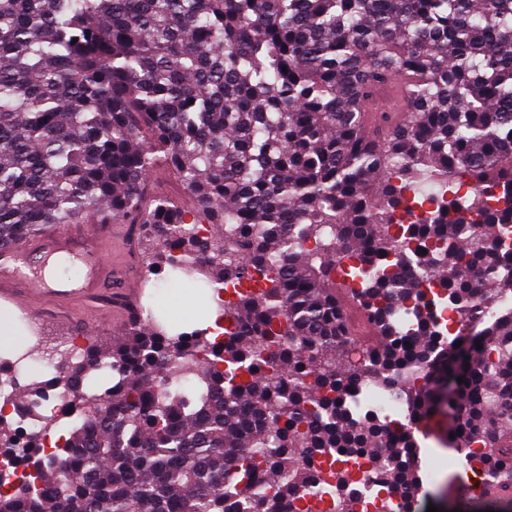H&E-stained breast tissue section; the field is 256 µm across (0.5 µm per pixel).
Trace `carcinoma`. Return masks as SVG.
<instances>
[{
	"instance_id": "cac0c4a2",
	"label": "carcinoma",
	"mask_w": 512,
	"mask_h": 512,
	"mask_svg": "<svg viewBox=\"0 0 512 512\" xmlns=\"http://www.w3.org/2000/svg\"><path fill=\"white\" fill-rule=\"evenodd\" d=\"M393 78L404 119L370 136L365 112ZM159 166L185 203L146 197ZM462 177L475 180L465 208ZM435 180L438 208L418 217L408 195ZM190 209L235 225L248 246L236 270L224 232L199 240ZM103 210L140 225L160 279L194 270L214 286L275 259L281 272L224 304L239 330L205 340L203 361L201 332L136 320L73 368L48 362L55 376L19 406L72 370L88 377L108 362L119 376L60 448L33 458L27 481L0 493V512H278L283 499L312 512L327 495L355 512L351 476L332 485L318 472L355 448L410 512L413 440H392L372 408L351 410L363 373L426 422L452 387L454 442L487 448L485 486L512 490V407L501 408L512 315L451 349L435 315L448 304L471 318L512 295V274H500L512 251L497 236L512 226V0H0V249ZM293 225L300 239L329 228V242L316 256L288 248ZM433 247L426 299L401 277ZM381 253L393 257L385 275ZM338 276L379 336L359 367L344 358ZM404 304L413 347L393 316ZM61 396L78 406L88 393L68 384ZM15 435L5 420L1 456L14 455Z\"/></svg>"
}]
</instances>
